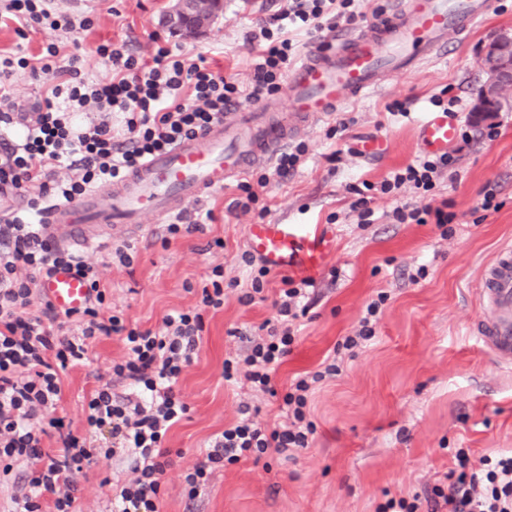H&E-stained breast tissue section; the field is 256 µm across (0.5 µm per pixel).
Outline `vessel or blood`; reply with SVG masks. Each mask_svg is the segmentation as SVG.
Masks as SVG:
<instances>
[{"label": "vessel or blood", "mask_w": 512, "mask_h": 512, "mask_svg": "<svg viewBox=\"0 0 512 512\" xmlns=\"http://www.w3.org/2000/svg\"><path fill=\"white\" fill-rule=\"evenodd\" d=\"M498 0H393L364 29L341 33L309 52L286 76V95L252 108L234 107L196 137L148 158L137 170L89 190L80 200L53 205L41 226L44 238L70 248L107 243L115 231L139 234L147 219H171L190 203L273 160L298 133L335 116L348 103L397 75L419 72L446 53L449 35L464 36L494 11ZM459 135L447 113L420 124L423 148L447 152ZM246 243L276 272L313 279L332 243L320 226L267 222L247 227ZM41 293L61 311L82 308L84 281L61 270ZM480 302L487 311L474 330L501 362H512V245L502 246L486 270Z\"/></svg>", "instance_id": "vessel-or-blood-1"}]
</instances>
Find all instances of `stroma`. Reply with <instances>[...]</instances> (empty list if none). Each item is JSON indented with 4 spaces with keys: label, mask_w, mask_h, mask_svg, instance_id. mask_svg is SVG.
I'll return each instance as SVG.
<instances>
[{
    "label": "stroma",
    "mask_w": 512,
    "mask_h": 512,
    "mask_svg": "<svg viewBox=\"0 0 512 512\" xmlns=\"http://www.w3.org/2000/svg\"><path fill=\"white\" fill-rule=\"evenodd\" d=\"M169 5L170 0H56L61 12L91 17L93 25L57 31L55 38L65 54L82 58L92 76L109 70L96 53L101 44L126 42L147 60L157 43L171 38L175 52L190 60L205 57L215 71L245 88L256 62L246 35L286 2L224 0L223 17L203 35L176 38L160 22ZM503 32L512 33V0H501L448 55L314 124L299 138L307 152L288 177H279L269 163L248 172V180L262 174L269 179L258 191L269 208L264 218L318 224L334 234L327 263L308 290L309 309L296 343L274 378L275 395L225 382L223 375L225 358L262 336L264 324L280 322L273 305L280 273L270 274L264 299L241 300L252 278L241 260L246 227L262 217L230 210L238 195L235 183L189 205L190 222L213 210L216 220L204 231L167 244L161 224L151 235H120L106 247L84 251L110 286L114 309L144 329L158 328L171 310L200 308L199 296L187 292L186 283L206 278L214 266L224 269V307L206 312L198 352L176 385L189 413L165 441L173 464L162 479L163 512H378L392 497L429 496L453 467L457 449H466L475 461L512 449V364L499 362L473 331L484 314L482 273L500 247L512 244V111L500 113L492 139L473 125L471 112L485 80L479 60ZM441 94L456 99L457 121L470 139L451 146L455 162L435 177L432 190L405 185L374 193L373 221L360 223L350 186L380 182L423 158L418 128ZM395 102L404 112H390ZM366 134L384 139L381 157L363 160L352 153ZM335 151L339 161H329ZM489 192L500 201L499 209H483ZM443 200L454 215L448 228L400 224L393 217L402 205L436 206ZM217 237L223 238V249H209ZM124 245L133 249L132 266L106 264L108 251ZM381 293L388 299L374 337L355 353H335L337 342L356 333L367 304ZM331 354L342 372L317 383L310 398L309 417L317 426L311 447L288 461L270 454L224 465L205 490L189 497L183 474L201 458L210 437L234 424L244 405L256 422L282 425V394L298 375L318 371ZM125 356L119 336L101 338L89 364L65 377L58 414L73 430L87 428L82 401L94 387L108 383L117 396L134 395V388L112 373ZM131 477L124 460L101 458L85 466L75 476L82 512H110L113 496Z\"/></svg>",
    "instance_id": "1"
}]
</instances>
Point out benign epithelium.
Returning <instances> with one entry per match:
<instances>
[{"mask_svg": "<svg viewBox=\"0 0 512 512\" xmlns=\"http://www.w3.org/2000/svg\"><path fill=\"white\" fill-rule=\"evenodd\" d=\"M223 0H174L164 25L186 35H199L222 10ZM486 79L473 107L477 122H491L512 91V37L503 34L492 40L480 59Z\"/></svg>", "mask_w": 512, "mask_h": 512, "instance_id": "obj_1", "label": "benign epithelium"}]
</instances>
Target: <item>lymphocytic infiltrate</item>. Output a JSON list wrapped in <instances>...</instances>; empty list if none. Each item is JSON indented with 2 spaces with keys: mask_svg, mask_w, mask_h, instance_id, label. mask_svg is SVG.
Here are the masks:
<instances>
[{
  "mask_svg": "<svg viewBox=\"0 0 512 512\" xmlns=\"http://www.w3.org/2000/svg\"><path fill=\"white\" fill-rule=\"evenodd\" d=\"M354 0H288L279 18L249 34L259 48L252 83L241 90L213 71L205 59L187 61L166 46L150 60L134 55L127 43L100 45L111 70L104 77L82 73L78 55L60 64L57 42L47 41L38 62L23 51L0 53V188L28 194L31 208L0 225V476L15 464L28 468L23 493L13 495V512H78L73 474L94 458L133 454L134 474L112 500V512H161V479L171 464L164 439L184 419L187 404L174 386L192 360L204 330L202 312L176 310L160 330L134 328L107 302V288L95 266L77 253L39 237L41 203L72 202L89 188L111 183L147 157L195 136L223 117L241 99L260 100L278 91L293 50L291 29L320 32L338 21L353 22ZM47 33L90 26V17L74 21L58 11L55 0H0V18ZM29 71L38 81L29 108L12 96L16 76ZM79 112L99 113V120L76 126ZM126 116L127 136H112V113ZM452 154L420 161L394 172L379 184L380 193L409 184L432 190L439 169L452 165ZM68 169L59 177V169ZM75 272L89 297L79 310L60 312L35 294L39 284L58 270ZM277 304L284 329L270 328L245 353L225 360L224 379L244 381L257 391L273 393L272 377L292 351L294 321L305 315L303 282L281 277ZM121 336L128 358L113 365V374L129 381L137 398L116 399L111 385L95 389L84 405L89 433L65 427L57 411L62 383L70 369L87 364L91 343L101 336ZM336 361L297 377L282 397L288 423L268 428L245 417L212 440L203 458L184 475L189 496L205 488L213 471L241 458L268 452L291 457L308 448L315 434L309 420L312 386L339 375ZM456 466L432 489L431 512H512V452L471 462L465 450Z\"/></svg>",
  "mask_w": 512,
  "mask_h": 512,
  "instance_id": "1",
  "label": "lymphocytic infiltrate"
}]
</instances>
